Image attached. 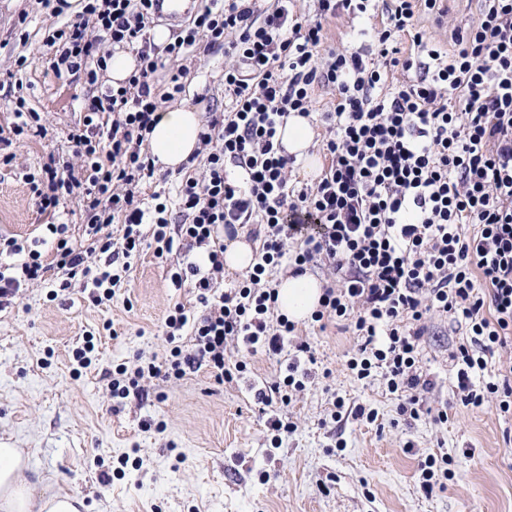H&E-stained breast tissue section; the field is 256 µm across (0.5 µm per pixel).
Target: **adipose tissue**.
<instances>
[{
    "mask_svg": "<svg viewBox=\"0 0 512 512\" xmlns=\"http://www.w3.org/2000/svg\"><path fill=\"white\" fill-rule=\"evenodd\" d=\"M202 122L198 112L186 107L159 111L148 134L151 154L163 168L177 170L200 147ZM289 154L302 161L307 173H315L318 161L310 154L313 130L307 118L290 114L279 130ZM323 293L321 282L309 274L289 275L277 285V305L288 320L300 322L315 311ZM29 456L21 448L0 446V512H79L80 499L67 492H37L26 479Z\"/></svg>",
    "mask_w": 512,
    "mask_h": 512,
    "instance_id": "obj_1",
    "label": "adipose tissue"
}]
</instances>
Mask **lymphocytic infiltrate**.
Here are the masks:
<instances>
[{"label":"lymphocytic infiltrate","mask_w":512,"mask_h":512,"mask_svg":"<svg viewBox=\"0 0 512 512\" xmlns=\"http://www.w3.org/2000/svg\"><path fill=\"white\" fill-rule=\"evenodd\" d=\"M291 2L278 0L269 12L256 0L202 7L166 45L175 59L223 50L230 101L203 126L205 167L182 178L176 225L166 202L149 212L140 206L155 168L143 144L162 104L184 92L188 70L178 67L156 92L153 0H83L81 22L55 30L49 43L55 69L86 70L97 92L68 132L74 162H48L26 182L47 214L81 194L86 222L40 225L55 239L48 261L28 241L0 235V306L21 286L52 279L62 289L86 280L94 303L111 300L148 237L161 260L204 253L206 266L171 275L189 285L201 314L176 304L164 320L165 356L131 370L118 365L113 400L146 398L147 381L180 380L202 367L216 383L232 381L247 363L226 356L242 347L269 357L292 350L285 375L254 393L264 406H285L305 390L314 355L279 314L270 276L284 264L299 275L319 262L331 279L312 322L323 329L349 321L358 344L348 369L360 381L380 373L401 416L424 411L420 357L435 316L466 330L451 354L462 404L512 414V356L500 362L502 381L477 388L470 379L489 355L512 347V0H481L479 23L455 30L449 55L414 24L438 0H318L316 20L298 17ZM343 12L365 18L361 33L376 44L375 62L327 47L323 21ZM400 33L414 46L403 59ZM114 46L134 47L138 68L125 83L103 86ZM397 67L402 78L390 79ZM318 86L335 93L323 115L328 164L313 186L298 189L277 127L290 113L315 114ZM251 224L256 261L235 287L221 289L224 239Z\"/></svg>","instance_id":"obj_1"}]
</instances>
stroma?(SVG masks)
<instances>
[{
	"label": "stroma",
	"instance_id": "obj_1",
	"mask_svg": "<svg viewBox=\"0 0 512 512\" xmlns=\"http://www.w3.org/2000/svg\"><path fill=\"white\" fill-rule=\"evenodd\" d=\"M423 13L418 29L441 50L455 48L454 28L476 24L479 0H442ZM42 0H0V128L9 127L17 98L41 112L48 133L21 143L0 142V234L34 236L45 223L24 180L49 155L69 156L67 134L79 122L90 90L85 72L56 75L48 35L75 22ZM330 44L373 55L360 37L361 20H325ZM176 106L199 114L224 109V54L194 59ZM174 255L160 262L144 246L112 300L94 304L84 281L50 297L48 285L19 288L0 309V445L29 451L33 475L54 490L77 492L81 512H512V416L463 406L449 354L462 339L445 319L428 325L421 365L431 382L426 404L447 408L448 420H403L381 376L360 381L345 364L356 340L342 325L326 330L299 323L332 382L316 379L285 411L293 423L272 445L274 408L253 399L257 382L283 374L285 362L252 356L248 372L216 384L206 370L184 379L152 381L148 399L114 406L108 383L116 365L163 355L161 325L175 304L194 307L188 288L171 274L186 266ZM93 335L95 357L78 368L73 352ZM347 407L375 409L368 424L331 418L334 396ZM448 455L452 477L425 494L418 466ZM131 463L118 467L121 457Z\"/></svg>",
	"mask_w": 512,
	"mask_h": 512
}]
</instances>
